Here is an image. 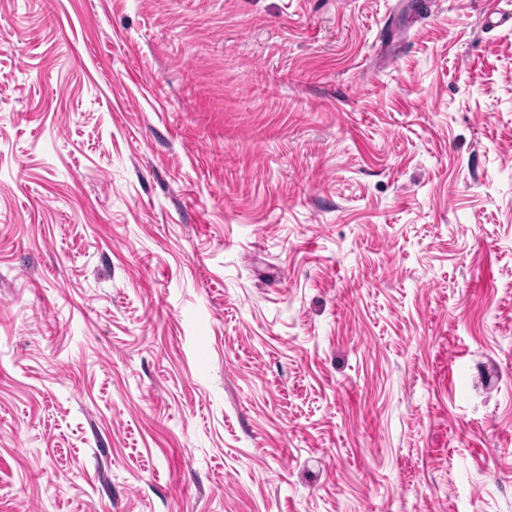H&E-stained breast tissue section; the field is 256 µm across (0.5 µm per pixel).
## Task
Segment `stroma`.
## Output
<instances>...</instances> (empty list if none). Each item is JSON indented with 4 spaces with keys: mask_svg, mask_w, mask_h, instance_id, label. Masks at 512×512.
<instances>
[{
    "mask_svg": "<svg viewBox=\"0 0 512 512\" xmlns=\"http://www.w3.org/2000/svg\"><path fill=\"white\" fill-rule=\"evenodd\" d=\"M413 2L0 0V512H512V31Z\"/></svg>",
    "mask_w": 512,
    "mask_h": 512,
    "instance_id": "obj_1",
    "label": "stroma"
}]
</instances>
